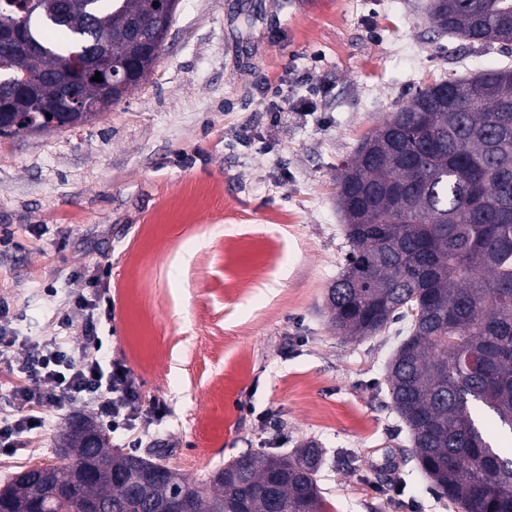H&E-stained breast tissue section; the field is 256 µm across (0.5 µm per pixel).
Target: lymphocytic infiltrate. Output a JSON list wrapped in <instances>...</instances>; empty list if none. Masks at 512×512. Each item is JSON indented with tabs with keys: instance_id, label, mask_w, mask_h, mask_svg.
<instances>
[{
	"instance_id": "f902f5d3",
	"label": "lymphocytic infiltrate",
	"mask_w": 512,
	"mask_h": 512,
	"mask_svg": "<svg viewBox=\"0 0 512 512\" xmlns=\"http://www.w3.org/2000/svg\"><path fill=\"white\" fill-rule=\"evenodd\" d=\"M29 357L22 363L25 383L13 391L17 416L0 419V447L15 449L25 434L40 428L42 409L58 405L61 398L73 402H97L101 416L113 432L146 429L161 417V406H143L134 373L121 364L104 369L97 336L86 334L79 346L56 336L28 345Z\"/></svg>"
}]
</instances>
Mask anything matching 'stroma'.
<instances>
[{
  "mask_svg": "<svg viewBox=\"0 0 512 512\" xmlns=\"http://www.w3.org/2000/svg\"><path fill=\"white\" fill-rule=\"evenodd\" d=\"M426 0H179L146 84L109 112L0 136V300L20 341L0 361V418L28 340L88 323L71 296L111 303L104 361L127 366L162 419L112 445L196 483L239 455L324 452L327 512H457L410 458L390 406L395 343L346 340L327 292L350 245L336 205L346 158L417 88L512 65V53L438 31ZM309 108L275 122L281 97ZM0 484L57 462L62 401Z\"/></svg>",
  "mask_w": 512,
  "mask_h": 512,
  "instance_id": "35a3bbf8",
  "label": "stroma"
}]
</instances>
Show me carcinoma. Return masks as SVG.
I'll use <instances>...</instances> for the list:
<instances>
[{
    "label": "carcinoma",
    "mask_w": 512,
    "mask_h": 512,
    "mask_svg": "<svg viewBox=\"0 0 512 512\" xmlns=\"http://www.w3.org/2000/svg\"><path fill=\"white\" fill-rule=\"evenodd\" d=\"M167 2L72 0L67 16L48 3L31 22L42 51L0 68V100L19 117L10 133L53 130L64 103L53 82L17 97L22 71L36 78L106 49L141 74L126 93L139 88L158 56L124 31ZM426 11L443 33L512 48V0H427ZM106 85L81 89L88 105ZM336 202L351 250L328 291L330 327L363 340L404 323L386 379L430 487L462 512H512V453L500 446L512 440V68L418 89L342 165ZM58 453L45 485L22 473L0 486V512H165L182 494L191 512H326L313 444L246 453L205 484L171 480L89 423L66 428Z\"/></svg>",
    "instance_id": "carcinoma-1"
}]
</instances>
